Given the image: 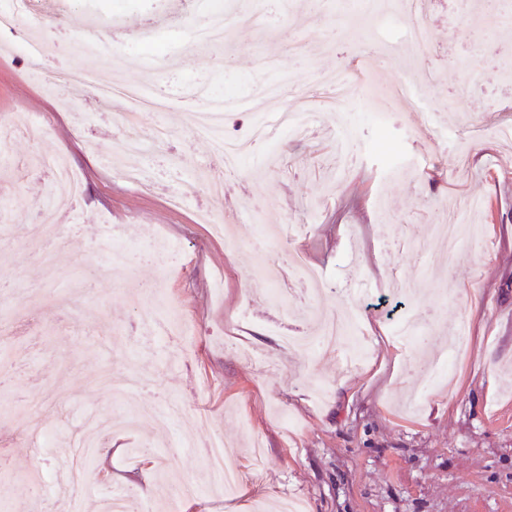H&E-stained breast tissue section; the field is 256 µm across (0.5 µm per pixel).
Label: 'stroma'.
I'll return each mask as SVG.
<instances>
[{"label": "stroma", "instance_id": "stroma-1", "mask_svg": "<svg viewBox=\"0 0 512 512\" xmlns=\"http://www.w3.org/2000/svg\"><path fill=\"white\" fill-rule=\"evenodd\" d=\"M213 0H31L41 26L0 31V512H15L16 487L33 474L54 486L73 441L94 433L102 472L79 512H101L116 495L147 512H512V17L480 26L455 0H425L433 50L427 59L391 40L404 68L426 79L420 96L380 117L363 77V47L380 43L386 0H264L253 22L232 30L233 49L200 48L189 34ZM125 34L106 54L74 51L84 29ZM49 39L53 51L29 50ZM93 65L170 100L144 121L139 152L120 148L121 93L40 88L46 75ZM346 70L359 107L340 133L331 111L306 137L275 134L238 168L220 201L206 182L223 177L190 110L199 95L244 99L224 114V134L245 135L273 113L266 85L315 92L314 78ZM170 138L155 142L153 123ZM63 154L82 194L63 217L60 274L34 258L35 213L52 176L35 164ZM144 177L134 185L119 169ZM455 202L476 239L443 258L431 212ZM115 235L131 260L116 269L92 246ZM169 243L173 269L155 242ZM329 282L305 292L293 260ZM164 294L182 329L143 334L142 286ZM406 302L417 333L392 332L380 296ZM359 309L369 359L353 367L336 348L284 351L280 335L305 330L307 309ZM465 328L468 348L444 384L423 386L418 367L449 351ZM144 375L141 394L176 402L180 416H141L107 426L134 399L99 383L106 371ZM46 425L30 437L31 398ZM237 454L241 480L226 496L204 489L200 445L213 434ZM151 454L136 461L135 445ZM199 485L193 497L184 482Z\"/></svg>", "mask_w": 512, "mask_h": 512}]
</instances>
